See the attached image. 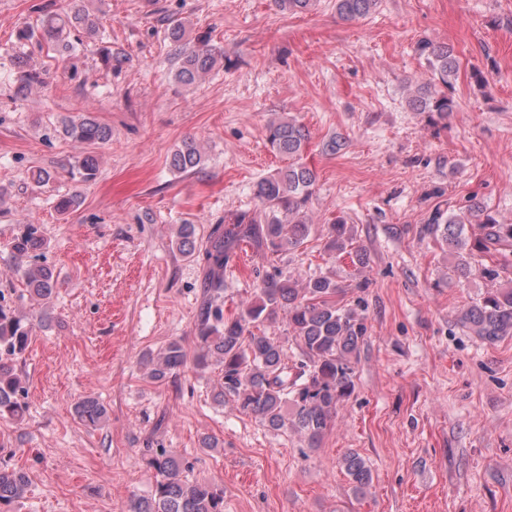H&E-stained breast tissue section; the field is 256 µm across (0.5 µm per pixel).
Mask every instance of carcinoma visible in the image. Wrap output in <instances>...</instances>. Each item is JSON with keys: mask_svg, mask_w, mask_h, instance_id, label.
I'll use <instances>...</instances> for the list:
<instances>
[{"mask_svg": "<svg viewBox=\"0 0 512 512\" xmlns=\"http://www.w3.org/2000/svg\"><path fill=\"white\" fill-rule=\"evenodd\" d=\"M378 0H335L337 14L345 20L364 19L376 8ZM82 32L89 38L99 36V25L91 14L76 7L71 12L45 16L35 29L20 31L22 39H37L58 52L74 50L70 32ZM417 51L428 62L433 81L420 85L409 100L415 112H428L438 119L455 108L446 88L458 70L453 51L421 41ZM222 54L197 40L182 45L174 80L192 85L212 71ZM17 92L44 83L42 72L28 68L20 72ZM68 137L88 144L107 140L110 131L91 115L64 122ZM266 140L272 151L288 160V165L262 177L257 183L256 198L261 210L241 212L227 224L213 227L202 251L206 285L196 327L198 354L196 366L215 363L221 367L222 382L216 393L219 401L229 398L236 408L272 429L289 427L297 431L310 448L319 447L336 416L337 406L354 388L355 366L359 349L367 332L360 303L341 299L345 290L324 274L288 272L278 259L285 251L302 247L310 235L307 204L313 194L317 176L302 162L309 137L294 119L281 116L266 125ZM202 161L198 143L188 139L171 156V166L179 172L197 169ZM421 233L446 246L456 258L455 272L463 277L478 276L497 282L508 270L506 258L512 254V224H500L470 204L458 213L434 210ZM194 225L183 224L178 233V249L195 255ZM327 249L352 256L360 269L366 254L353 246L352 229L339 220L329 226ZM263 253L271 271L262 278L254 300L237 316L224 317L221 295L224 268L242 244ZM45 240L40 228L29 224L15 237L10 248L22 271L30 294L50 298L56 289L54 272L46 266H23L21 261L41 250ZM285 315L296 341L298 354L287 355L281 344L264 332V325ZM463 327L489 344L512 337V281L492 288L472 302L462 313ZM31 328L23 320L0 308V351L13 357L28 347ZM187 362V353L179 340L171 341L157 359H150L149 376L155 381L179 370ZM22 377L13 362L0 358V419L23 415L26 405ZM77 416L92 425L101 423L106 409L97 400L87 398L76 406ZM355 490L370 485L371 471L364 459L351 452L342 459ZM156 481L147 496L130 499L128 512H224V488L206 483H189L182 477L179 459L161 448L149 459ZM29 484L26 472L0 466V504L24 497Z\"/></svg>", "mask_w": 512, "mask_h": 512, "instance_id": "obj_1", "label": "carcinoma"}]
</instances>
